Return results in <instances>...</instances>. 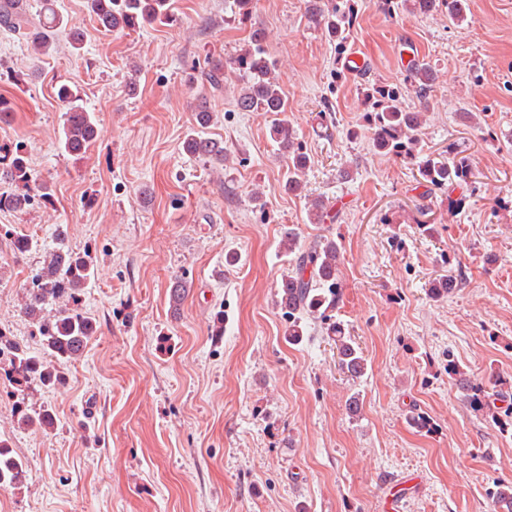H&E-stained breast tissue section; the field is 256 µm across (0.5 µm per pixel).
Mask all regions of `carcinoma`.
Returning <instances> with one entry per match:
<instances>
[{"instance_id": "cac0c4a2", "label": "carcinoma", "mask_w": 512, "mask_h": 512, "mask_svg": "<svg viewBox=\"0 0 512 512\" xmlns=\"http://www.w3.org/2000/svg\"><path fill=\"white\" fill-rule=\"evenodd\" d=\"M91 13L106 30L137 31L157 23L172 20L171 0H88ZM24 0H0V25L16 29L19 18L25 13ZM309 17L327 33L334 36L353 25L354 10L328 12L323 0H308ZM68 31L74 52L83 47V33L68 27V21L56 8L54 0H45V13L37 25L25 28L22 36L34 51L45 53L52 46L60 31ZM235 69L245 76V86L237 97V106L245 112L284 113L288 111L284 95L274 78L276 63L263 45V35L258 29L251 33L250 43L234 58ZM416 83V93L422 109L406 111L398 101V92L392 88L379 89L370 96L373 123L376 127V147L380 151H400L404 142H415L423 123L422 110L427 108V91L433 85V73L425 64L417 62L409 70ZM56 96L65 106V119L61 149L70 155L84 153L97 135L93 113L78 104V91L67 84L58 87ZM212 115L206 109L196 113L199 130L186 136L183 149L191 155L205 157L224 165V146L202 136V130L211 123ZM272 140L281 155L288 158L284 190L299 194L303 190V175L307 157L294 141V130L286 120L275 122L270 130ZM420 172L426 182L444 186L461 175L459 168L444 163L427 161ZM0 174L13 181L24 183L25 190L0 194V209L18 211L38 199L52 203L47 184L30 185L32 174L23 145L0 146ZM284 249L294 255L295 274L288 276L281 288L280 306L288 318L287 332L291 341L303 336V319L317 315L327 318V312L336 308L340 297V249L336 242L325 239L314 245L296 250L297 233L288 229ZM94 276V260L90 250L77 252L67 243L64 232L55 237V246L45 252L42 266L31 276L24 287L22 313L31 322L39 337L41 351H29L13 335L0 327V370L23 393L37 384L56 386L64 382L61 366L78 359L88 341L96 332L92 318L80 309L84 288ZM329 334L336 345L339 364L350 377L358 379L365 374L367 361L362 352L344 334L340 324L329 326ZM465 399L474 407L485 411L497 423L512 422V407H500L507 401V394H488L480 383L460 380ZM21 422L47 430L54 427L55 418L48 409L32 415L19 408ZM27 466L17 459L12 450L0 440V490L17 488L26 480ZM498 512H512V484L502 483L492 494Z\"/></svg>"}]
</instances>
